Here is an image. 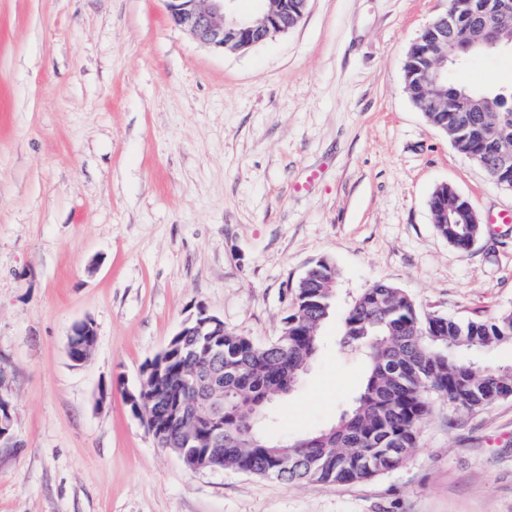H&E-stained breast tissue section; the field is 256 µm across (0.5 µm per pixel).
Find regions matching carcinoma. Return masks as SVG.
Wrapping results in <instances>:
<instances>
[{
  "instance_id": "obj_1",
  "label": "carcinoma",
  "mask_w": 512,
  "mask_h": 512,
  "mask_svg": "<svg viewBox=\"0 0 512 512\" xmlns=\"http://www.w3.org/2000/svg\"><path fill=\"white\" fill-rule=\"evenodd\" d=\"M417 60L409 55L404 65L405 90L429 124L448 135L454 148L467 158L480 159L495 152H512V112H458L433 108L415 85ZM460 62L449 69L448 88L465 101L485 107L502 98L512 107V89L477 91L463 80ZM456 214L448 217V207ZM435 231L459 250L468 246L471 219L468 203L457 200L455 189L437 187L430 197ZM454 223H448V220ZM336 270H309L294 293V307L279 335L258 345L246 336L224 331L215 351L222 353L224 390V467L272 477L286 484L355 483L404 465L418 446L421 426L432 412L431 397L452 409L480 410L512 397V367L482 363L476 354L512 342V312L481 321L460 322L441 314H420L403 290L379 280L358 296L345 317L342 348L366 364L360 394L331 427L305 436L315 447L296 450L290 442L262 435L261 447H236L229 438L249 421L245 403L263 400L258 418L272 420L270 403L288 393L319 350L318 331L329 317L335 293ZM187 348L174 355L170 374L157 381L155 391L177 387L187 368ZM288 454V469L276 460ZM191 462L213 465L209 442L199 435Z\"/></svg>"
}]
</instances>
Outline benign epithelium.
Here are the masks:
<instances>
[{"label": "benign epithelium", "mask_w": 512, "mask_h": 512, "mask_svg": "<svg viewBox=\"0 0 512 512\" xmlns=\"http://www.w3.org/2000/svg\"><path fill=\"white\" fill-rule=\"evenodd\" d=\"M171 22L196 42L216 51H242L266 41L270 36L289 30L288 0H259L255 17L237 14L235 0H162ZM478 17L486 27L512 21V0H496L492 11L477 14L472 0H448V9L428 23L413 42L412 49L426 46V56L416 71V84L428 95H437L448 80V61H457L473 44L467 39L455 41L456 55L448 56V31L459 25L462 17ZM224 321L200 305L189 315L166 347L149 359L141 370L137 388L127 392L126 400L147 433L161 448L177 443L180 459L184 449L194 442V433L176 430L175 421L193 418L198 428L210 432L211 445L224 447V375L207 361L197 360L181 379L182 402L172 405L159 400L160 413L151 416L143 404L154 375L167 363L171 350L188 336H222ZM96 342V329L85 320L75 323L69 334L66 352L71 362L81 364ZM13 416L9 402L0 393V443L11 439Z\"/></svg>", "instance_id": "7a95c632"}]
</instances>
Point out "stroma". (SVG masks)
I'll return each mask as SVG.
<instances>
[{"label":"stroma","mask_w":512,"mask_h":512,"mask_svg":"<svg viewBox=\"0 0 512 512\" xmlns=\"http://www.w3.org/2000/svg\"><path fill=\"white\" fill-rule=\"evenodd\" d=\"M448 0H310L288 33L201 46L162 0H0V512H512V398L434 402L409 461L370 480L287 485L195 471L126 401L204 305L275 339L306 269L337 271L313 365L269 433L331 426L359 393L344 317L374 281L460 321L512 311V191L431 127L404 63ZM466 77L512 86V52ZM442 184L473 204L466 251L439 237ZM96 344L66 354L75 322ZM96 336V329L91 321L75 323L71 328L66 346L70 361L77 365L85 362L96 342Z\"/></svg>","instance_id":"stroma-1"}]
</instances>
